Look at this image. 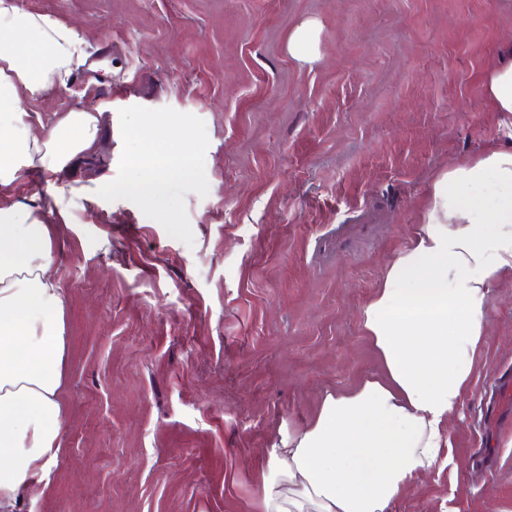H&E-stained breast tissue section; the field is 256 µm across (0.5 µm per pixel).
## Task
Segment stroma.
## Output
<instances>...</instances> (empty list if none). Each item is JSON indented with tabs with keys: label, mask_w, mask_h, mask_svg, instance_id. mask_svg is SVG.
<instances>
[{
	"label": "stroma",
	"mask_w": 512,
	"mask_h": 512,
	"mask_svg": "<svg viewBox=\"0 0 512 512\" xmlns=\"http://www.w3.org/2000/svg\"><path fill=\"white\" fill-rule=\"evenodd\" d=\"M75 27L87 59L22 108H104L73 177L128 181L136 131L196 161L154 208L67 204L70 416L33 512H251L264 448L328 392L381 372L359 314L419 228L436 175L504 140L482 88L512 11L498 0H16ZM319 30L305 61L288 41ZM449 420L453 463L390 512H512V274Z\"/></svg>",
	"instance_id": "35a3bbf8"
}]
</instances>
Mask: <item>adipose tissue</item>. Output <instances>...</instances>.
<instances>
[{
  "instance_id": "adipose-tissue-1",
  "label": "adipose tissue",
  "mask_w": 512,
  "mask_h": 512,
  "mask_svg": "<svg viewBox=\"0 0 512 512\" xmlns=\"http://www.w3.org/2000/svg\"><path fill=\"white\" fill-rule=\"evenodd\" d=\"M85 57L75 28L0 0V187L40 172L53 203L114 193L154 205L192 174L180 145L147 148L121 186L60 183L100 150L102 111L74 110L47 127L21 97L63 87ZM493 111L512 125V44L483 77ZM0 205V512H21L52 485L66 435L67 298L54 277L57 228L45 199ZM410 245L390 263L360 322L383 366L264 451L256 512H388L421 477L452 461L448 418L471 387L488 336L487 303L512 272V141L452 165L433 181Z\"/></svg>"
}]
</instances>
